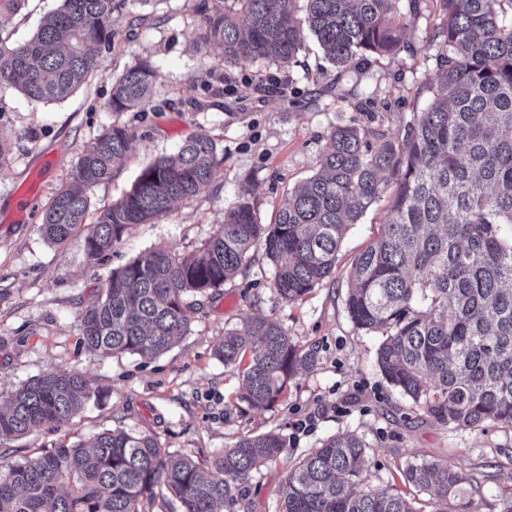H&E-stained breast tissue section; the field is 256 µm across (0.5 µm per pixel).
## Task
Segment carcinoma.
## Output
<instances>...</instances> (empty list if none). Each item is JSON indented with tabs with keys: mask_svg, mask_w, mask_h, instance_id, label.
I'll return each instance as SVG.
<instances>
[{
	"mask_svg": "<svg viewBox=\"0 0 512 512\" xmlns=\"http://www.w3.org/2000/svg\"><path fill=\"white\" fill-rule=\"evenodd\" d=\"M127 0H61L33 37L9 43L0 31V79L36 103L60 102L99 64L118 36ZM203 0L198 45L219 44L231 63L266 60L283 70L307 37L341 73L367 56L404 46L399 0ZM429 41L437 87L400 136L356 122L330 132L317 173L296 185L272 224L258 222L244 185L224 223L200 250H149L114 270L104 295L78 317L82 342L103 354L155 358L189 330L198 302L237 276L260 248L274 285L297 302L336 271L352 225L392 191L383 229L355 259L345 306L353 324L381 336L377 364L386 382L442 426L512 432V0H439ZM158 69L138 61L112 85L113 112L149 101ZM112 124L80 152L73 184L46 207L42 228L60 244L85 223L82 188L104 183L129 149ZM217 144L207 134L145 167L130 191L102 210L83 238L85 253L107 255L132 224H153L174 202L211 184ZM225 365L246 363L240 398L271 407L288 381L309 373L314 351L299 348L279 323L259 314L224 331L215 349ZM102 395L77 371H49L13 391L0 408V442L63 424ZM287 448L277 432L244 435L208 463L158 438L122 427L87 444H59L38 457L0 455V512H222L234 491ZM367 444L334 435L288 469L282 512H423L398 493L367 483ZM405 482L430 495L432 512H468L481 483L440 461L409 463Z\"/></svg>",
	"mask_w": 512,
	"mask_h": 512,
	"instance_id": "carcinoma-1",
	"label": "carcinoma"
}]
</instances>
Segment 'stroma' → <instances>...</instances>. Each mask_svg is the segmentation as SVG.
Instances as JSON below:
<instances>
[{
    "label": "stroma",
    "instance_id": "35a3bbf8",
    "mask_svg": "<svg viewBox=\"0 0 512 512\" xmlns=\"http://www.w3.org/2000/svg\"><path fill=\"white\" fill-rule=\"evenodd\" d=\"M199 3L160 0L144 6L129 0L111 49L101 52L98 68L63 101L35 103L0 88V128L11 144L0 167V399L48 370L81 372L105 391L69 422L0 446L34 457L52 444L86 441L121 426L209 460L241 436L275 430L287 439L285 453L254 471L240 494L249 512H279V488L291 464L327 437L353 432L368 445L373 486L416 496L402 469L410 462L443 461L481 481L482 494L470 512H499L501 494L512 492V432L442 427L411 410L379 371V336L357 329L346 311L351 262L380 234L387 201L375 202L350 229L335 277L298 302L276 294L274 267L258 250L242 273L203 300L187 334L165 354L103 356L82 343L78 316L98 298L113 269L157 247L180 255L198 252L246 182L253 186L250 201L259 221L270 223L288 188L314 172L336 126L365 123L370 111L377 126L398 134L426 101L419 89L433 67L425 54L440 21L436 0H400L406 49L362 60L340 74L311 40L285 71L268 61L228 65L220 46L195 44ZM58 5L26 0L19 12L0 13V24L12 41L22 43ZM139 58L160 69L150 106L110 111L114 79ZM357 102L364 111L354 110ZM115 122L128 125L134 137L118 175L87 189L90 215L129 191L156 157L175 152L195 134L214 137L224 161L205 192L177 201L157 223L130 226L109 258L96 262L83 250V233L63 245L50 244L41 230L42 214L70 183L81 149ZM46 156L55 163L45 170ZM31 188L38 191L37 201L25 221H16L14 200ZM259 313L317 352L313 371L291 382L263 412L237 400L241 368L214 355L225 329ZM309 418L313 426L299 431L298 423Z\"/></svg>",
    "mask_w": 512,
    "mask_h": 512
}]
</instances>
